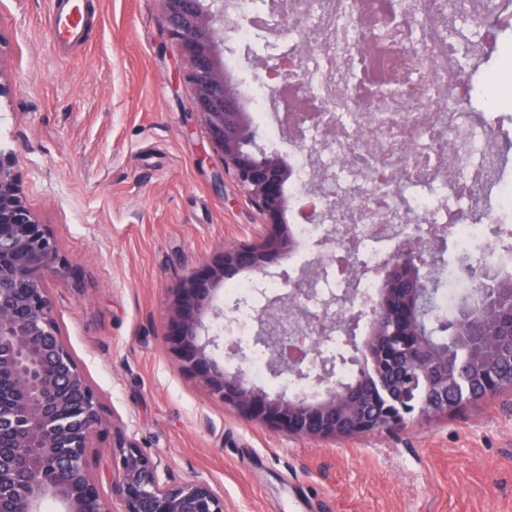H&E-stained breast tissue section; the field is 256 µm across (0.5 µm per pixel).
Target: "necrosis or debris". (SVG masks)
Listing matches in <instances>:
<instances>
[{"label":"necrosis or debris","mask_w":512,"mask_h":512,"mask_svg":"<svg viewBox=\"0 0 512 512\" xmlns=\"http://www.w3.org/2000/svg\"><path fill=\"white\" fill-rule=\"evenodd\" d=\"M272 5L227 0L224 65L236 72L240 49H254L257 67L240 83L255 122L274 136L286 110L301 122L288 181L299 241L293 262L317 272L303 317L327 321V297L350 283L359 297L374 296L377 280L365 269L380 261L377 243L421 226L448 233L458 255L512 272L486 236L487 225L512 216V202L491 197L501 166L494 129L469 112L471 82L446 37L460 13L490 31L512 18V0H288L299 34L280 43L269 38ZM373 41L380 50L369 58ZM273 85L277 109L268 103ZM449 143L459 159L452 175L440 159ZM322 235L335 245L332 256L312 250ZM285 288L271 278L225 284V335L250 343L261 298Z\"/></svg>","instance_id":"1"}]
</instances>
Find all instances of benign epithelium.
<instances>
[{
	"label": "benign epithelium",
	"mask_w": 512,
	"mask_h": 512,
	"mask_svg": "<svg viewBox=\"0 0 512 512\" xmlns=\"http://www.w3.org/2000/svg\"><path fill=\"white\" fill-rule=\"evenodd\" d=\"M168 37L187 68L191 113L207 129L212 151L224 172L249 196L276 239L287 206L280 156L262 143L256 128L228 120L239 109L237 95L224 77V0H158ZM240 248H227L173 288L167 310V341L182 369L198 378L224 404L269 426L308 439L336 435V420L314 407L290 416L295 403L286 394L270 397L257 390L242 370L221 367L200 341L204 316L214 311L218 288L242 269L261 274L268 266L258 253L248 264ZM76 275L47 225L23 201L11 157L0 154V512H43L53 502L58 512H224V497L211 482L191 473L176 477L161 457L139 449L127 432L112 426V471L108 481L121 510L101 489L102 478L90 466L95 436L105 430L102 395L91 384L55 319L47 282ZM306 280L288 283L277 302L293 306L307 299ZM278 312L258 310L259 340L271 347L275 372L287 365L299 377L306 356L286 361L283 353L295 336L269 335ZM411 364L424 353L422 333L401 337ZM385 346L361 352L359 372L379 392L387 391ZM467 353L456 347L445 371L447 387L471 383L464 370Z\"/></svg>",
	"instance_id": "7a95c632"
}]
</instances>
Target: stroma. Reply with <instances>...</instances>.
I'll return each instance as SVG.
<instances>
[{
	"instance_id": "1",
	"label": "stroma",
	"mask_w": 512,
	"mask_h": 512,
	"mask_svg": "<svg viewBox=\"0 0 512 512\" xmlns=\"http://www.w3.org/2000/svg\"><path fill=\"white\" fill-rule=\"evenodd\" d=\"M86 40L49 41L54 0H0V150L79 280L54 314L141 450L199 473L224 512H512V391L381 434L313 441L246 418L183 371L171 290L222 250L260 241L261 214L220 177L157 0H88Z\"/></svg>"
}]
</instances>
